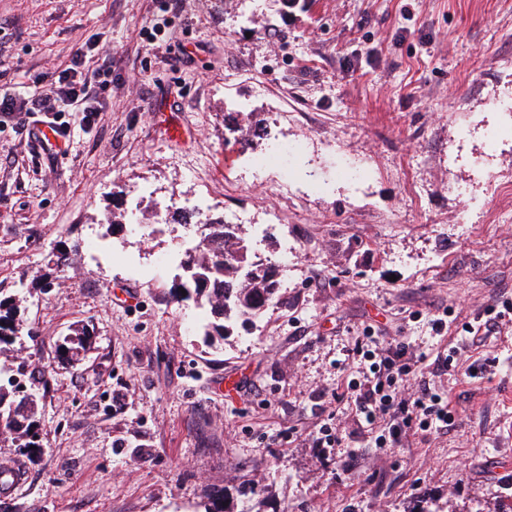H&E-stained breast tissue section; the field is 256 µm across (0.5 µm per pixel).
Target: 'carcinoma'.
Masks as SVG:
<instances>
[{
    "mask_svg": "<svg viewBox=\"0 0 512 512\" xmlns=\"http://www.w3.org/2000/svg\"><path fill=\"white\" fill-rule=\"evenodd\" d=\"M215 226L206 248L186 252L183 266L192 269L191 275L185 289L174 287L171 294L192 297L208 307L212 320L203 326L204 336L222 341L235 323H250L266 310L275 299L276 281L272 279L274 265L256 259L244 237L227 231L222 222ZM16 314L13 300L0 298V352L18 339ZM88 347L89 333H75L66 342L67 359H78ZM36 427L34 406L15 402L0 385V435L11 437L18 448H38Z\"/></svg>",
    "mask_w": 512,
    "mask_h": 512,
    "instance_id": "obj_1",
    "label": "carcinoma"
}]
</instances>
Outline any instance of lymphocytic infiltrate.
Returning a JSON list of instances; mask_svg holds the SVG:
<instances>
[{
  "mask_svg": "<svg viewBox=\"0 0 512 512\" xmlns=\"http://www.w3.org/2000/svg\"><path fill=\"white\" fill-rule=\"evenodd\" d=\"M97 98L95 80L84 69L82 56L46 88L24 96L0 95V112L93 113ZM403 339L357 345L362 356V378L349 382L348 405L358 421L375 434L379 448L397 447L403 435L416 431H445L455 425L450 404L433 393L422 379V362L410 358Z\"/></svg>",
  "mask_w": 512,
  "mask_h": 512,
  "instance_id": "lymphocytic-infiltrate-1",
  "label": "lymphocytic infiltrate"
}]
</instances>
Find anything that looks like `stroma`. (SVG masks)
I'll return each instance as SVG.
<instances>
[{"instance_id": "1", "label": "stroma", "mask_w": 512, "mask_h": 512, "mask_svg": "<svg viewBox=\"0 0 512 512\" xmlns=\"http://www.w3.org/2000/svg\"><path fill=\"white\" fill-rule=\"evenodd\" d=\"M99 42V110L58 113L61 152L0 113V297L24 347L5 367L40 433L32 450L0 438V467L22 469L0 512H198L214 489L226 512L512 505V137L481 162L485 129L512 123V0H0V92L48 86L79 53L98 70ZM275 144L286 167L249 165ZM193 196L248 213L257 257L300 245L265 313L217 348L185 328L180 265L139 284L84 245L153 262L187 237L169 206ZM133 208L152 238L131 234ZM79 328L91 347L66 360ZM369 328L453 355L424 379L456 428L375 447L339 399ZM327 420L353 468L314 447Z\"/></svg>"}]
</instances>
